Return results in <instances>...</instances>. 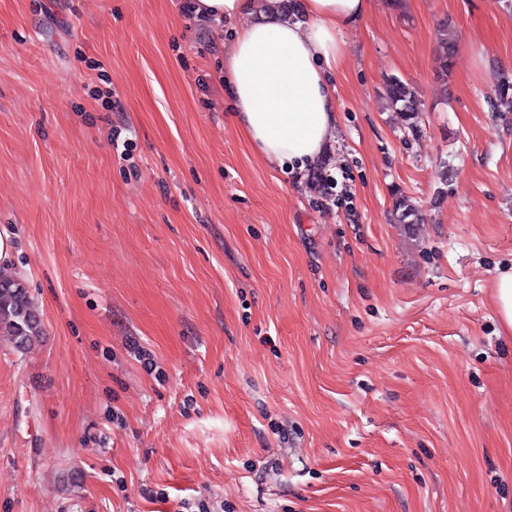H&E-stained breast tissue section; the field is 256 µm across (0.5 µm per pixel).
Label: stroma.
I'll return each instance as SVG.
<instances>
[{
  "label": "stroma",
  "instance_id": "35a3bbf8",
  "mask_svg": "<svg viewBox=\"0 0 512 512\" xmlns=\"http://www.w3.org/2000/svg\"><path fill=\"white\" fill-rule=\"evenodd\" d=\"M189 2L0 0V228L44 327L0 343V512H512V0H379L296 177L233 123L232 25ZM437 41L439 47L437 72L445 80L452 70L455 53V32L450 24H443L438 29ZM385 92L389 107L401 114L409 130L417 132L420 109L414 91L399 78L392 77L386 82ZM495 303L503 327L512 330V270L495 280Z\"/></svg>",
  "mask_w": 512,
  "mask_h": 512
}]
</instances>
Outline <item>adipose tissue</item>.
<instances>
[{"mask_svg":"<svg viewBox=\"0 0 512 512\" xmlns=\"http://www.w3.org/2000/svg\"><path fill=\"white\" fill-rule=\"evenodd\" d=\"M193 7L234 25L224 87L256 155L298 171L317 164L336 128L332 75L343 61V34L373 0H303L299 20L259 0H195Z\"/></svg>","mask_w":512,"mask_h":512,"instance_id":"ef3b65f1","label":"adipose tissue"}]
</instances>
